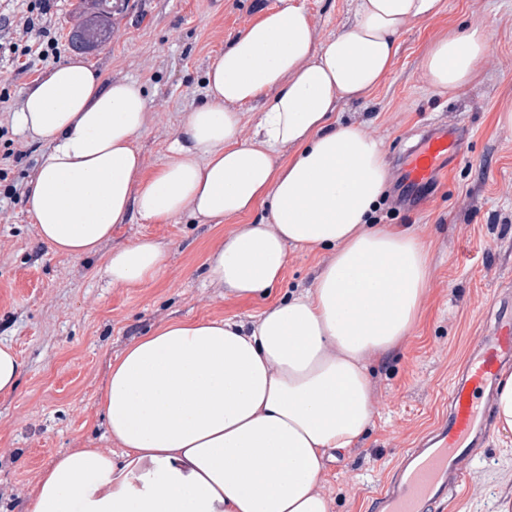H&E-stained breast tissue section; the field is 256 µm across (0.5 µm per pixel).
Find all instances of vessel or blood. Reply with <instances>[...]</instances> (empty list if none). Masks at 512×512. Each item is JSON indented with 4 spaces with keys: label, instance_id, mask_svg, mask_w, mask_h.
<instances>
[{
    "label": "vessel or blood",
    "instance_id": "1",
    "mask_svg": "<svg viewBox=\"0 0 512 512\" xmlns=\"http://www.w3.org/2000/svg\"><path fill=\"white\" fill-rule=\"evenodd\" d=\"M456 132L428 139L411 159L407 176L431 181L443 158L460 153ZM512 365V325L495 323L476 337L448 392V415L433 434L405 449L390 481L372 503L374 512H429L466 480L472 451L487 436L490 405L503 369Z\"/></svg>",
    "mask_w": 512,
    "mask_h": 512
}]
</instances>
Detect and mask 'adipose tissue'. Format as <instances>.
I'll use <instances>...</instances> for the list:
<instances>
[{
  "mask_svg": "<svg viewBox=\"0 0 512 512\" xmlns=\"http://www.w3.org/2000/svg\"><path fill=\"white\" fill-rule=\"evenodd\" d=\"M442 10L354 0L353 23L321 40L299 0H277L208 64L205 103L154 167L137 145L152 121L137 80L70 58L20 87L13 125L44 146L24 201L54 253H96L133 212L217 224L256 211L207 259L208 286L235 298L280 283L289 248L326 254L310 290L253 320H173L133 340L102 398L114 450L59 454L26 512H330L327 463L373 419L367 361L403 343L431 278L424 244L370 221L388 178L382 142L334 114L384 81L408 23ZM488 50L481 26L440 39L423 78L459 90ZM165 267L141 238L103 273L130 288Z\"/></svg>",
  "mask_w": 512,
  "mask_h": 512,
  "instance_id": "adipose-tissue-1",
  "label": "adipose tissue"
}]
</instances>
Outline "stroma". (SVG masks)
<instances>
[{"label":"stroma","instance_id":"obj_1","mask_svg":"<svg viewBox=\"0 0 512 512\" xmlns=\"http://www.w3.org/2000/svg\"><path fill=\"white\" fill-rule=\"evenodd\" d=\"M326 38L354 19L353 0H302ZM276 0H114L109 39L85 53L105 78H133L144 87L154 121L139 141L148 162H161L182 113L205 100L207 64ZM437 17L402 32L385 81L361 102L341 105L337 119L367 121L382 138L389 163L378 223L412 228L430 249L432 279L420 317L405 342L368 363L374 415L363 440L336 453L323 491L330 512H370L403 449L431 431L448 409V385L469 345L495 324L512 298V0H445ZM482 25L490 52L475 78L454 92L421 80L420 63L437 39ZM47 69L25 71L0 52V343L22 363L15 393L0 396V512H24L28 492L61 452L112 449L101 417L109 366L135 337L171 318L247 320L313 282L324 253L293 249L281 283L268 298H223L204 285L211 247L238 221L151 224L138 215L112 233L96 254L53 253L29 218L22 190L42 145L19 135L11 110L19 86ZM461 126L463 157L426 186L405 173L412 151L432 129ZM169 253L164 272L134 288H115L103 267L112 247L141 237ZM512 483V444L489 432L475 451L466 483L434 512H498L499 492Z\"/></svg>","mask_w":512,"mask_h":512}]
</instances>
